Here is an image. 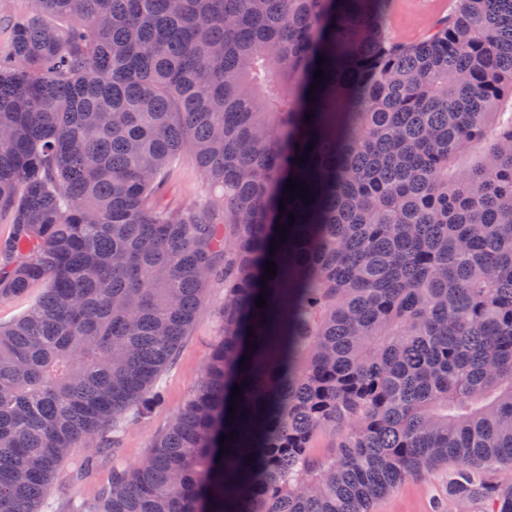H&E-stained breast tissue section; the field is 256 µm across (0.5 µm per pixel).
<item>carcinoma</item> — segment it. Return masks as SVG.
I'll list each match as a JSON object with an SVG mask.
<instances>
[{
  "instance_id": "obj_1",
  "label": "carcinoma",
  "mask_w": 512,
  "mask_h": 512,
  "mask_svg": "<svg viewBox=\"0 0 512 512\" xmlns=\"http://www.w3.org/2000/svg\"><path fill=\"white\" fill-rule=\"evenodd\" d=\"M385 5L39 0L14 19L0 300L45 290L0 325V512H44L75 449L93 469L164 404L212 280L191 396L76 512H370L440 463L473 512H512V0H454L411 42ZM185 150L214 196L168 209ZM324 430L342 436L316 459Z\"/></svg>"
}]
</instances>
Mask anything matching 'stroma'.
I'll use <instances>...</instances> for the list:
<instances>
[{
	"mask_svg": "<svg viewBox=\"0 0 512 512\" xmlns=\"http://www.w3.org/2000/svg\"><path fill=\"white\" fill-rule=\"evenodd\" d=\"M451 0H388L386 22L390 34L412 40L443 11ZM208 195L203 177L191 152H183L174 163L162 195L163 203L180 208L204 200ZM205 311L185 337L173 364L161 376L166 401L141 423L128 425L122 432L113 457H102L88 474L75 467L64 468L53 485L46 512H69L71 504L97 498L107 483L113 462L132 464L149 451L154 437L167 429L177 411L190 397L210 348L220 332L217 319L224 305V284L209 282L205 292ZM448 495V469L444 466L425 471L421 477L403 481L393 491L380 496L371 512H431L433 499Z\"/></svg>",
	"mask_w": 512,
	"mask_h": 512,
	"instance_id": "1",
	"label": "stroma"
}]
</instances>
